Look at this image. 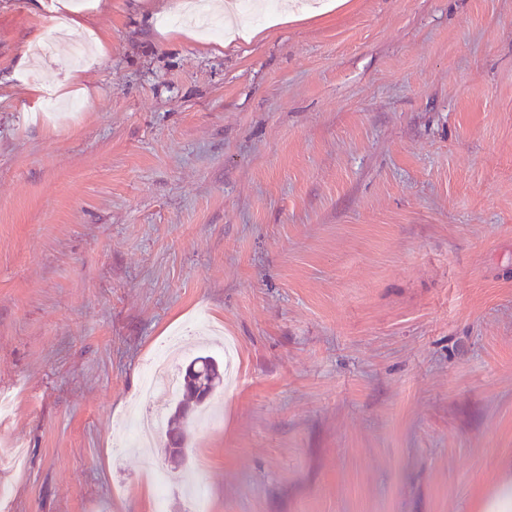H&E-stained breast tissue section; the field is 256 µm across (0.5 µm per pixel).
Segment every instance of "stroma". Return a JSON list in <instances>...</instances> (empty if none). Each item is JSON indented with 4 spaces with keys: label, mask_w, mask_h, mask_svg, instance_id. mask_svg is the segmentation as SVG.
Segmentation results:
<instances>
[{
    "label": "stroma",
    "mask_w": 512,
    "mask_h": 512,
    "mask_svg": "<svg viewBox=\"0 0 512 512\" xmlns=\"http://www.w3.org/2000/svg\"><path fill=\"white\" fill-rule=\"evenodd\" d=\"M0 0V512H476L512 467V0ZM27 70H17L20 57ZM236 355L127 449L147 364ZM169 478L158 491L153 471Z\"/></svg>",
    "instance_id": "obj_1"
}]
</instances>
